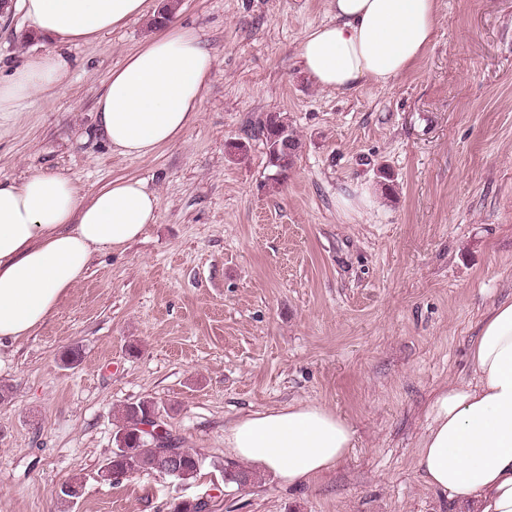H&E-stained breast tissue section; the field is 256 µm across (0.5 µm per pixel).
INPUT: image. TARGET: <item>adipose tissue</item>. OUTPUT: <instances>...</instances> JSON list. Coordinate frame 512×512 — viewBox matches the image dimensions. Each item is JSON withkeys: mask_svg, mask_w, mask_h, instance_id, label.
<instances>
[{"mask_svg": "<svg viewBox=\"0 0 512 512\" xmlns=\"http://www.w3.org/2000/svg\"><path fill=\"white\" fill-rule=\"evenodd\" d=\"M150 0H19L33 29L67 44L90 43L145 16ZM330 22L310 28L296 54L316 86L348 92L386 85L431 45L438 0H331ZM214 60L202 35L173 26L129 53L95 107V131L113 151L146 157L194 120ZM68 60L30 57L0 78V113L25 111L33 96L63 88ZM159 201L134 178L80 197L61 173L0 180V348L32 335L81 281L95 252L122 249L156 223ZM475 379L433 396L416 467L435 492L466 512H512V302L492 306L471 347ZM354 432L323 404L298 402L235 420L224 446L256 470L298 486L333 470Z\"/></svg>", "mask_w": 512, "mask_h": 512, "instance_id": "adipose-tissue-1", "label": "adipose tissue"}]
</instances>
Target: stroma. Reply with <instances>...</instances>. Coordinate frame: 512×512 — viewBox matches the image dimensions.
<instances>
[{"instance_id": "obj_1", "label": "stroma", "mask_w": 512, "mask_h": 512, "mask_svg": "<svg viewBox=\"0 0 512 512\" xmlns=\"http://www.w3.org/2000/svg\"><path fill=\"white\" fill-rule=\"evenodd\" d=\"M414 68L340 95L303 74L296 48L330 0H179L173 20L214 56L197 116L174 144L130 158L91 136L98 96L158 26L98 41L0 17V72L54 51L63 89L0 118V178L53 171L90 198L143 180L156 223L100 251L32 336L0 350V512H458L416 468L427 406L472 377L470 345L512 300V0H440ZM287 114L301 148L286 172L257 127ZM79 347L76 365L64 350ZM152 401L201 465L189 483L104 480L121 408ZM321 403L355 432L328 474L237 486L224 429L240 415ZM67 503L55 491L72 478Z\"/></svg>"}]
</instances>
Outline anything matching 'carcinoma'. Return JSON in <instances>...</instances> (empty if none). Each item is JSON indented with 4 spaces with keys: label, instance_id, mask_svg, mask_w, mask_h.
Segmentation results:
<instances>
[{
    "label": "carcinoma",
    "instance_id": "cac0c4a2",
    "mask_svg": "<svg viewBox=\"0 0 512 512\" xmlns=\"http://www.w3.org/2000/svg\"><path fill=\"white\" fill-rule=\"evenodd\" d=\"M269 163L281 172L288 170L293 157L301 147L300 139L281 112L266 116L261 125ZM155 411V405L149 400L128 403L123 406L122 423L114 435L116 450L104 465V473L109 475H129L133 473H158L167 468L169 460H176L177 475L174 479L187 483L196 478L199 471L197 454L179 445L172 433L160 439L144 431L146 416ZM256 480V474L244 468L224 469V481L239 486L248 485ZM82 485L77 479L62 484L57 496L63 501H73L80 497ZM169 512H211V503L175 499L170 504Z\"/></svg>",
    "mask_w": 512,
    "mask_h": 512
}]
</instances>
